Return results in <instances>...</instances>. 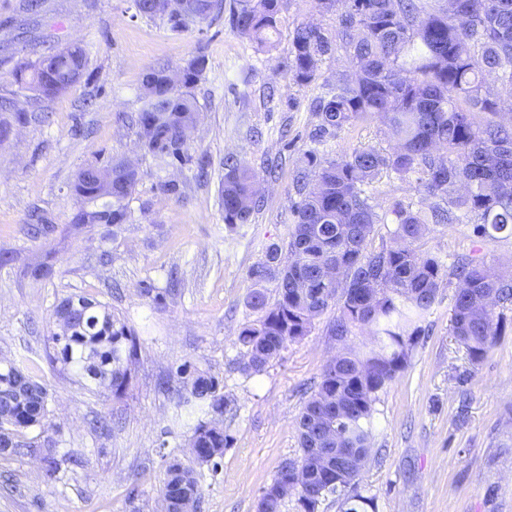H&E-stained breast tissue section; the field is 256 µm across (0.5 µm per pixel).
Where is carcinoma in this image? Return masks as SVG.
<instances>
[{
	"mask_svg": "<svg viewBox=\"0 0 512 512\" xmlns=\"http://www.w3.org/2000/svg\"><path fill=\"white\" fill-rule=\"evenodd\" d=\"M183 9H164L159 0H130L134 16L164 21L173 32L201 27L221 11L223 0H182ZM339 14L331 34L313 23L291 31L288 73L298 84L317 76L333 44L342 42L353 74L327 85L317 98L320 119L313 142L321 144L359 120H380L395 140L390 152L356 149L340 158L316 148L299 158L293 183V223L288 243H272L251 267L253 288L247 304L256 314L239 329L243 349L238 369L247 376L266 370L288 343L308 335L331 305L336 318L328 335L343 352L325 365L319 383L297 421L299 455L284 459L261 494L257 512H283L297 497L299 512H318L336 496L342 512H367L373 499L358 492L359 472H336L311 455V448H348L366 459L378 393L404 370L422 335L426 315L441 288L456 280L451 332L472 363L484 359L506 328L502 309L512 305V275L473 260L448 267L417 243L430 224L473 225L479 238L512 237V113L486 85L499 75L512 86V0H317ZM230 22L260 51H270L280 34V0H230ZM84 47L70 45L47 54L14 74L15 93L55 97L79 83L87 72ZM207 62L197 56L179 68H152L145 75L144 107L132 119L137 147L159 169L207 176L208 161L192 152L189 131L201 119L193 92L205 78ZM48 113L16 109L0 120V143L15 125L44 123ZM383 172L416 176V189L440 199L428 213L392 210L396 227L390 242L368 247L374 226L385 223L365 187ZM141 179L137 164L122 156L93 155L69 185L75 200L70 223L121 227L131 218L129 199ZM263 177L233 152L224 154L220 187L224 224L250 223L259 210ZM169 198L183 196L176 178L159 182ZM59 322L49 336L53 360L86 386L122 396L138 356V336L112 309L74 295L54 309ZM356 328H367L362 348L348 344ZM34 361L24 355L0 359V436L8 456L42 453L47 473L58 471L55 443L47 435L52 395L32 375ZM174 408L202 417L190 427L191 463L170 462L163 482L166 508L202 491L195 466L218 470L232 438L217 418L229 401L215 376L191 362L180 364ZM38 431L32 435V431Z\"/></svg>",
	"mask_w": 512,
	"mask_h": 512,
	"instance_id": "cac0c4a2",
	"label": "carcinoma"
}]
</instances>
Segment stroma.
<instances>
[{"label":"stroma","mask_w":512,"mask_h":512,"mask_svg":"<svg viewBox=\"0 0 512 512\" xmlns=\"http://www.w3.org/2000/svg\"><path fill=\"white\" fill-rule=\"evenodd\" d=\"M0 0V97L13 98V72L35 62L46 46L72 43L89 51L87 74L50 99L15 98L17 107L48 113L46 123L14 128L0 144V251L14 255L0 268V358L26 354L52 395L48 434L60 468L47 474L32 454L0 458V512H163L161 488L171 460L189 462L188 432L171 421L165 388L176 367L191 362L217 377L231 404L224 429L232 438L218 470L198 468L201 512H256L257 501L283 458L298 455L296 421L326 362L341 346L327 332L329 307L309 335L289 343L260 375L242 374L237 334L252 312L249 271L272 241H284L292 222L296 161L310 149L338 158L354 149L393 145L377 120L359 121L313 145L312 110L329 82L350 73L343 47L325 57L314 81L287 74L289 37L303 22L335 31L338 15L317 0H281V35L274 49L255 51L231 26L228 12L203 29L180 33L162 21L133 17L129 0ZM205 56V77L194 89L203 120L195 153L211 160L207 181L187 179L174 200L157 188L165 174L139 157L127 118L142 108L140 88L154 67H181ZM140 160L142 178L129 200L132 219L120 231L108 224H74L69 185L95 152ZM234 152L255 170L279 164L260 185L263 207L231 230L222 217V162ZM378 210L428 203L414 179L385 173L370 187ZM148 213H141L142 201ZM50 214L54 229L33 237L32 209ZM446 265L481 261L512 273V238L480 239L469 224H434L420 241ZM46 262L50 276L29 269ZM165 290L162 302L143 285ZM454 285L422 323L424 334L407 367L375 405L372 454L358 490L374 512H512V310L508 325L479 364L450 332ZM79 294L109 305L140 341L122 398L83 386L46 359L53 312ZM110 416L111 431L89 422ZM143 495L128 502V484Z\"/></svg>","instance_id":"obj_1"}]
</instances>
